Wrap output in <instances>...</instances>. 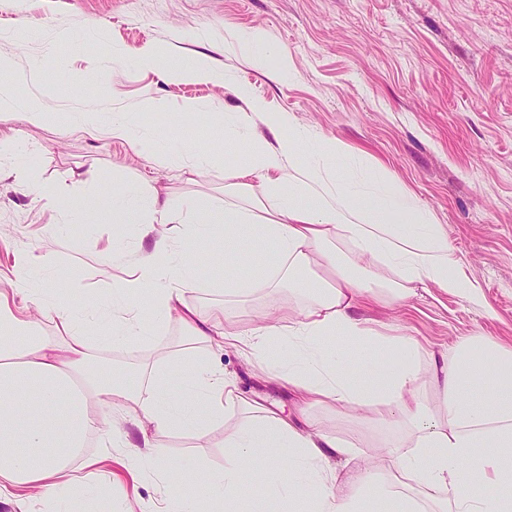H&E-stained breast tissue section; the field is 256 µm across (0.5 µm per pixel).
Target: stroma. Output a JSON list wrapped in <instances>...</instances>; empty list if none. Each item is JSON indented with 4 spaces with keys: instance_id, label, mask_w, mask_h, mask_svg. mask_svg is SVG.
Listing matches in <instances>:
<instances>
[{
    "instance_id": "1",
    "label": "stroma",
    "mask_w": 512,
    "mask_h": 512,
    "mask_svg": "<svg viewBox=\"0 0 512 512\" xmlns=\"http://www.w3.org/2000/svg\"><path fill=\"white\" fill-rule=\"evenodd\" d=\"M254 27L278 49L261 69L233 40ZM150 44L175 55L204 54L233 81H173L139 67L136 59ZM115 46L125 53L117 66L108 57ZM0 58L11 64L0 84L43 106L40 123L20 111L0 122V294L20 313L29 302L16 290L18 255L33 261L32 288L58 279L71 306L106 301L114 283L152 249L136 225L113 223V194L136 181L155 189L176 214L196 202L223 204L224 171L246 163L251 139L272 144L297 126L385 166L441 225L462 271L488 302L482 308L428 283L406 301L360 308L359 316L435 350L462 336L512 342V0H0ZM237 83L249 85L268 112L227 140L224 116L243 108ZM147 99L162 100L165 110H139ZM189 101L210 109L182 112ZM87 105L93 114L84 113ZM120 106L137 131L161 130L176 142L211 147L212 162L201 169L162 165L108 137ZM271 112L280 114V124H269ZM14 154L26 160L33 183L62 187V194L38 199L17 188ZM181 250L199 268L184 300L203 315L247 332L296 302L285 288L231 298L211 288L224 273L252 274L260 255L242 267L216 242L185 239ZM191 345L182 325L171 322L141 342L96 338L89 357L100 361L106 379L122 367L141 374L163 361L176 381ZM202 352L244 397L272 405L296 427L360 436L358 426L333 412L296 410L287 385L272 378V361L230 347ZM142 419L113 407L112 430L94 435L86 450L101 463L82 470L84 489L95 491L109 512H139L158 501L162 486L222 470L224 444L247 413L228 406L223 425L203 435L155 428L144 434ZM145 439L160 457H149L137 476L110 483L105 452Z\"/></svg>"
}]
</instances>
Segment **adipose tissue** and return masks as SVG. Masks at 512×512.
<instances>
[{
	"label": "adipose tissue",
	"instance_id": "obj_1",
	"mask_svg": "<svg viewBox=\"0 0 512 512\" xmlns=\"http://www.w3.org/2000/svg\"><path fill=\"white\" fill-rule=\"evenodd\" d=\"M138 62L173 78L226 80L200 54L150 46ZM250 156L247 168L227 174L239 202L219 220L191 211L161 234L158 226L170 221L166 203L145 198L136 185L113 195V223L139 225L153 240L112 290L117 316L80 313L62 303L64 290L52 283L31 300L58 317L65 336L59 345L32 317L0 303V494L17 489L21 507L27 491L53 502L79 486L71 463L88 438L111 429L119 403L137 405L158 429L202 433L223 422L225 405L239 396L204 358L188 359L175 385L163 363L115 384L74 376L97 334L144 340L174 319L195 342L239 345L259 357L287 337L275 376L299 404L344 417L367 412L385 427L380 446L397 477L387 487L396 512H512V344L465 336L436 352L352 314L368 301H405L427 282L479 301L442 227L384 166L352 155L340 140L315 141L292 128L273 145L252 141ZM178 238L218 241L242 258L267 254L264 280L228 276L214 287L243 293L285 283L301 303L247 336L202 318L183 301L197 265L185 257L158 261ZM354 353L365 362L356 375L348 371ZM246 408L256 419L226 442L223 471L188 478L192 489L208 490L211 512H236L257 483L268 494L250 498L248 512H271L274 500L288 512H366L360 490L374 469L371 443L298 429L256 401ZM334 457L348 464L346 476L331 467Z\"/></svg>",
	"mask_w": 512,
	"mask_h": 512
}]
</instances>
